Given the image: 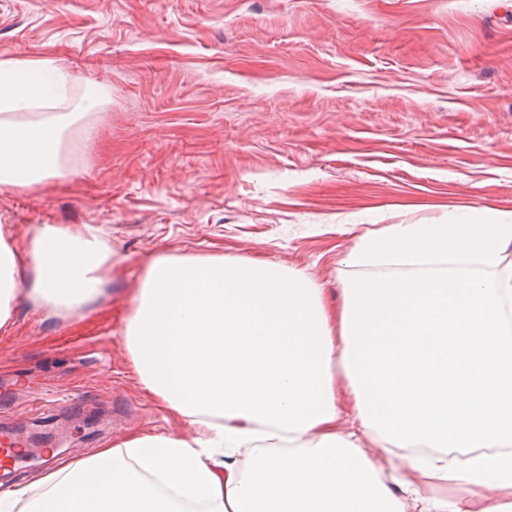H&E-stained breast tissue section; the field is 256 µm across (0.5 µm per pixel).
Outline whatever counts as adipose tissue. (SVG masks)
Listing matches in <instances>:
<instances>
[{"label":"adipose tissue","instance_id":"obj_1","mask_svg":"<svg viewBox=\"0 0 512 512\" xmlns=\"http://www.w3.org/2000/svg\"><path fill=\"white\" fill-rule=\"evenodd\" d=\"M107 97L92 82L70 99L53 59L0 61V190L61 177L69 129ZM511 247L512 220L485 209L392 225L348 254L383 273L347 281L336 307L288 267L154 256L124 345L139 388L193 438L114 440L48 470L38 495L0 484V512H512V270L498 269ZM112 256L93 224L42 225L22 248L0 225V329L24 294L81 310ZM421 473L466 494L425 496Z\"/></svg>","mask_w":512,"mask_h":512}]
</instances>
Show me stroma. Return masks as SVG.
<instances>
[{"mask_svg": "<svg viewBox=\"0 0 512 512\" xmlns=\"http://www.w3.org/2000/svg\"><path fill=\"white\" fill-rule=\"evenodd\" d=\"M52 58L68 173L0 192V225L95 224L121 262L76 314L21 300L0 332V431L78 460L131 433L190 437L143 394L122 332L157 253L284 265L338 302L364 238L512 217V0H0V61Z\"/></svg>", "mask_w": 512, "mask_h": 512, "instance_id": "35a3bbf8", "label": "stroma"}]
</instances>
